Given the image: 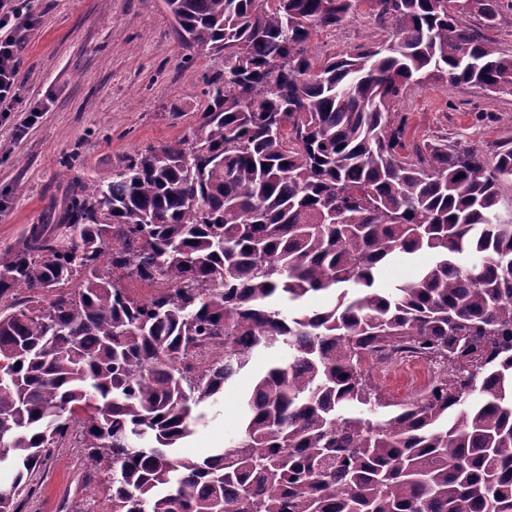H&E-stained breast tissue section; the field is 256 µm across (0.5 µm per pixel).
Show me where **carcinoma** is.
<instances>
[{"label":"carcinoma","mask_w":512,"mask_h":512,"mask_svg":"<svg viewBox=\"0 0 512 512\" xmlns=\"http://www.w3.org/2000/svg\"><path fill=\"white\" fill-rule=\"evenodd\" d=\"M500 2L163 0L186 46L224 54L189 147L126 156L0 251V299L38 293L0 309V512L75 424L108 464L105 512H512V147L408 143L396 109L440 81L512 95L482 33ZM362 7L385 39L320 57ZM276 347L240 433L178 456ZM401 349L450 373L391 399L365 356ZM431 262V256L426 253L415 255L411 259H403L388 266L381 280L382 284L389 288L394 284L412 278L422 267Z\"/></svg>","instance_id":"cac0c4a2"}]
</instances>
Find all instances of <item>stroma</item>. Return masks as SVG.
I'll return each instance as SVG.
<instances>
[{"instance_id":"35a3bbf8","label":"stroma","mask_w":512,"mask_h":512,"mask_svg":"<svg viewBox=\"0 0 512 512\" xmlns=\"http://www.w3.org/2000/svg\"><path fill=\"white\" fill-rule=\"evenodd\" d=\"M366 12L315 38L333 54L383 39ZM14 110L0 112V250L14 247L78 183L107 182L124 156L187 142L206 102L205 78L223 55L179 40L163 0H35L22 34ZM39 107L36 123L26 112ZM398 109L408 138H447L493 157L512 144V95L460 85L409 91ZM255 355L224 386L212 414L181 448L199 459L239 428L244 395L283 359ZM81 429L30 478L17 512H98L102 474L87 462Z\"/></svg>"}]
</instances>
